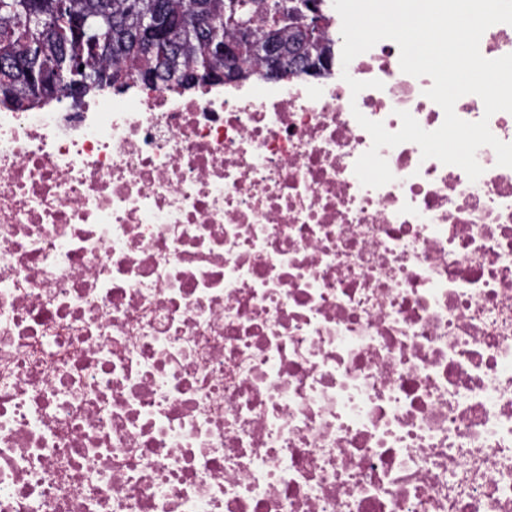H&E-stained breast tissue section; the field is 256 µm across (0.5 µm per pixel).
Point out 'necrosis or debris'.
Returning <instances> with one entry per match:
<instances>
[{"instance_id":"4bbe7bcc","label":"necrosis or debris","mask_w":512,"mask_h":512,"mask_svg":"<svg viewBox=\"0 0 512 512\" xmlns=\"http://www.w3.org/2000/svg\"><path fill=\"white\" fill-rule=\"evenodd\" d=\"M399 59L0 109V512H512V168L362 186Z\"/></svg>"}]
</instances>
